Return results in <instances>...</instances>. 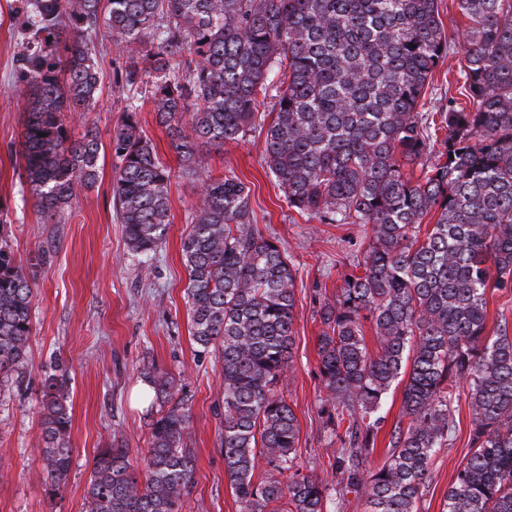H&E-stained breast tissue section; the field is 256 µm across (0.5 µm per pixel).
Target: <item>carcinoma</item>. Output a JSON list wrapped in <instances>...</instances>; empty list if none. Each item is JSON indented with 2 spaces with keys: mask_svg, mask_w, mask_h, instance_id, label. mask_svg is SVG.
I'll return each mask as SVG.
<instances>
[{
  "mask_svg": "<svg viewBox=\"0 0 512 512\" xmlns=\"http://www.w3.org/2000/svg\"><path fill=\"white\" fill-rule=\"evenodd\" d=\"M467 23L448 35L437 0H22L26 46L14 91L27 117L21 157L34 205L55 218L95 182L99 132L75 114L99 92L100 27L126 55L124 82L144 86L113 131L112 185L129 248L166 237L171 171L144 134L149 103L194 179L207 149L246 139L274 99L264 164L288 206L321 224H367L362 273L317 310L327 422L340 441L336 487L295 465L298 419L284 397L295 272L253 228L251 188L205 177L182 237L191 332L221 362L224 469L242 512H417L437 451L454 434L465 386L472 452L444 512H512V337L487 326L488 293L512 285V0H457ZM462 56V96L425 111L433 71ZM419 167L416 178L406 173ZM434 223L421 231L427 216ZM29 268L0 242V375L22 364L32 332ZM373 326L375 349L364 336ZM407 374L402 417L382 465L374 450L384 400ZM160 410L143 466L131 449L94 458L87 512H182L194 483L192 412L178 380L143 373ZM65 375L42 385L43 479L58 493L71 468ZM266 468L256 475L259 462Z\"/></svg>",
  "mask_w": 512,
  "mask_h": 512,
  "instance_id": "carcinoma-1",
  "label": "carcinoma"
}]
</instances>
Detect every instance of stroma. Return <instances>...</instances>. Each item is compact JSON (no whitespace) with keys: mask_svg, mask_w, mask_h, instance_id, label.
<instances>
[{"mask_svg":"<svg viewBox=\"0 0 512 512\" xmlns=\"http://www.w3.org/2000/svg\"><path fill=\"white\" fill-rule=\"evenodd\" d=\"M17 0H0V227L16 259L28 265L34 282L33 329L28 354L11 375L0 376V512H85L86 491L99 449L125 446L146 450L150 403L140 398L147 366L157 365L179 381L192 411L191 446L195 482L183 512H242L224 470L221 448L224 401L213 354L195 344L185 295L187 271L181 239L193 222L195 190L154 112L137 115L159 158L172 171L170 224L155 257L133 253L112 196L115 161L110 140L130 95L122 72L124 56L106 30L97 35L99 99L85 122L101 139L98 179L77 187L68 210L56 219L33 205L21 177L26 104L12 91L16 58L23 50ZM265 133L211 150L209 175L234 172L252 190L255 227L276 240L296 270L294 346L285 397L300 427L296 462L303 472L332 480L328 465L339 443L322 412L325 393L318 369L316 311L332 298L345 276L361 262L370 229L361 224H322L289 209L284 193L262 160ZM63 368L71 403L72 464L59 495L42 477L41 385ZM385 419L366 468L380 465L402 417V388L392 386ZM453 443L441 449L418 502L419 512H441L446 493L470 454L466 401L455 412Z\"/></svg>","mask_w":512,"mask_h":512,"instance_id":"1","label":"stroma"}]
</instances>
